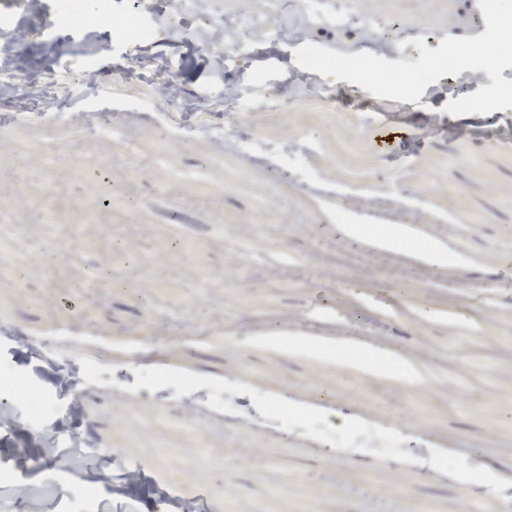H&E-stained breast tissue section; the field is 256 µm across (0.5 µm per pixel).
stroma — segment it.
I'll use <instances>...</instances> for the list:
<instances>
[{
	"mask_svg": "<svg viewBox=\"0 0 512 512\" xmlns=\"http://www.w3.org/2000/svg\"><path fill=\"white\" fill-rule=\"evenodd\" d=\"M58 5L0 0L26 32L0 56V207L28 227L0 265L38 270L23 288L0 273V321L16 331L0 334V373L57 397L50 424L118 455L142 483L133 502L119 471L66 466L67 447L46 467L21 456L33 428L24 394L7 392L0 512H15L22 485L49 487L53 512H160L162 489L196 512H459L472 479L512 486V111L443 110L488 74L440 78L415 103L338 80L329 109L294 94L296 40L254 42L219 73L160 24L169 0H109L111 20L81 32L52 28ZM416 8L440 37L486 30L477 0ZM228 83L240 93L232 113ZM273 95L285 105L268 108ZM224 126L231 137L207 136ZM48 154L57 176L42 172ZM300 168L313 187L296 184ZM44 190L78 238L48 237L25 207ZM384 197L414 206L417 240L446 245L447 265L335 223L343 204L391 225ZM90 289L98 306L78 316ZM274 336L350 353L324 361L268 347ZM364 350L419 375L356 369ZM87 362L98 371L76 414L58 376ZM161 371L218 403L208 425L191 426L185 392L156 381ZM276 400L293 423L270 424ZM394 436L420 449L427 475L388 452Z\"/></svg>",
	"mask_w": 512,
	"mask_h": 512,
	"instance_id": "obj_1",
	"label": "stroma"
}]
</instances>
